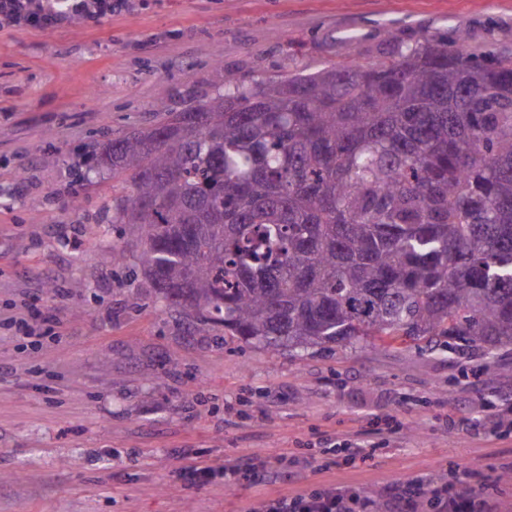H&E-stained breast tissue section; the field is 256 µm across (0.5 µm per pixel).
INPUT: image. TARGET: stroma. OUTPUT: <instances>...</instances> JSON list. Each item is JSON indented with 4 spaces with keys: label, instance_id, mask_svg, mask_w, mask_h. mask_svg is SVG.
<instances>
[{
    "label": "stroma",
    "instance_id": "1",
    "mask_svg": "<svg viewBox=\"0 0 512 512\" xmlns=\"http://www.w3.org/2000/svg\"><path fill=\"white\" fill-rule=\"evenodd\" d=\"M512 55V0H135L96 25L0 31V512H246L333 483L372 495L468 464L512 472V346L248 345L157 301L112 221L104 137L238 83L373 64L393 40ZM123 246L125 264L112 261ZM55 292H47V284ZM54 324L25 337L4 319ZM363 441L369 460L335 450ZM199 448L263 480L183 477Z\"/></svg>",
    "mask_w": 512,
    "mask_h": 512
}]
</instances>
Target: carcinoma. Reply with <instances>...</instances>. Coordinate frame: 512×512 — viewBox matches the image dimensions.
Returning <instances> with one entry per match:
<instances>
[{
  "label": "carcinoma",
  "mask_w": 512,
  "mask_h": 512,
  "mask_svg": "<svg viewBox=\"0 0 512 512\" xmlns=\"http://www.w3.org/2000/svg\"><path fill=\"white\" fill-rule=\"evenodd\" d=\"M108 139L112 223L187 318L247 344L512 345V56L395 42Z\"/></svg>",
  "instance_id": "cac0c4a2"
}]
</instances>
